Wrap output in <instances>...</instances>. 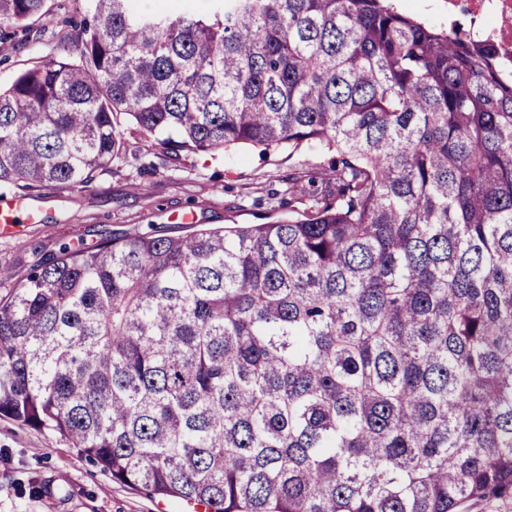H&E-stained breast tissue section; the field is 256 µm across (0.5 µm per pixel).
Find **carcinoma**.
Here are the masks:
<instances>
[{
  "mask_svg": "<svg viewBox=\"0 0 512 512\" xmlns=\"http://www.w3.org/2000/svg\"><path fill=\"white\" fill-rule=\"evenodd\" d=\"M91 0L0 88V187L126 151L331 155L290 215L64 244L0 297V417L213 512L512 493V80L393 0ZM0 0V42L52 24ZM308 201L301 211L295 204Z\"/></svg>",
  "mask_w": 512,
  "mask_h": 512,
  "instance_id": "carcinoma-1",
  "label": "carcinoma"
}]
</instances>
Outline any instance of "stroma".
<instances>
[{"mask_svg": "<svg viewBox=\"0 0 512 512\" xmlns=\"http://www.w3.org/2000/svg\"><path fill=\"white\" fill-rule=\"evenodd\" d=\"M58 31L51 26L41 39L19 46L0 43V86L27 63L44 59ZM155 144L137 135L89 187L44 189L41 222L22 225L16 236H0V267L13 275L12 283L0 284V296L64 243L91 246L111 234L132 236L152 226L179 236L197 223L263 224L287 217L278 193L289 175L328 160L316 151L262 156L247 149L215 156L184 152L174 160L156 155ZM186 212L194 213V224L181 223ZM0 512H191V506L113 482L58 434L1 417Z\"/></svg>", "mask_w": 512, "mask_h": 512, "instance_id": "35a3bbf8", "label": "stroma"}]
</instances>
